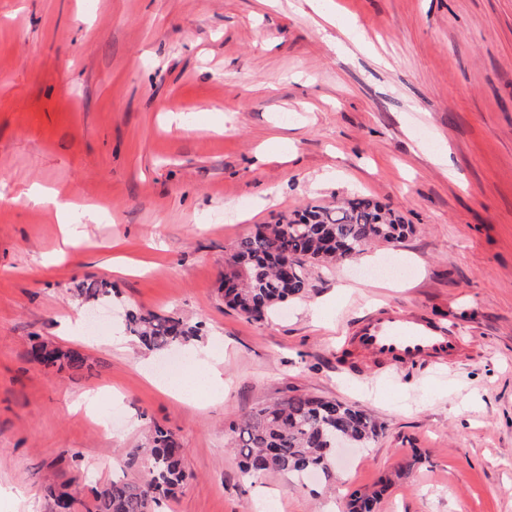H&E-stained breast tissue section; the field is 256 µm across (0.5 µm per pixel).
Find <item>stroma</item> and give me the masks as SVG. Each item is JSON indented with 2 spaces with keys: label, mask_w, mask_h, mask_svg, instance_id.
I'll list each match as a JSON object with an SVG mask.
<instances>
[{
  "label": "stroma",
  "mask_w": 512,
  "mask_h": 512,
  "mask_svg": "<svg viewBox=\"0 0 512 512\" xmlns=\"http://www.w3.org/2000/svg\"><path fill=\"white\" fill-rule=\"evenodd\" d=\"M35 188L74 206L33 205ZM1 193L0 512H54L50 478L72 512L140 480L128 453L154 425L189 474L163 512H346L387 478L378 512H512V0H0ZM357 194L412 224L399 247L312 268L266 322L225 305L224 256L254 225ZM92 280L112 286L94 345L60 331L89 318L76 286ZM131 307L202 322L221 400L147 383L165 360L124 336ZM376 309L460 348L347 356ZM35 336L89 369L31 361ZM91 389L100 410L120 402L109 429L76 405ZM302 393L358 406L381 435L327 481L244 478L238 423Z\"/></svg>",
  "instance_id": "obj_1"
}]
</instances>
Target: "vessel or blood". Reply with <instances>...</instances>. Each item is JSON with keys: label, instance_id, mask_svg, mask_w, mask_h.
Wrapping results in <instances>:
<instances>
[{"label": "vessel or blood", "instance_id": "b4317fda", "mask_svg": "<svg viewBox=\"0 0 512 512\" xmlns=\"http://www.w3.org/2000/svg\"><path fill=\"white\" fill-rule=\"evenodd\" d=\"M353 343L378 359L412 362L454 355L458 339L447 329L416 316L372 311L359 322Z\"/></svg>", "mask_w": 512, "mask_h": 512}]
</instances>
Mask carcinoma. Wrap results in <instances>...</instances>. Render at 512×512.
Returning <instances> with one entry per match:
<instances>
[{"mask_svg": "<svg viewBox=\"0 0 512 512\" xmlns=\"http://www.w3.org/2000/svg\"><path fill=\"white\" fill-rule=\"evenodd\" d=\"M411 232L412 225L403 216L364 196L330 206L308 205L275 224H257L225 258L229 272L224 274V302L248 320L263 322L289 300L306 293L309 268L356 258L374 244L398 245ZM78 292L86 300L97 301L110 296L112 289L106 282L93 281ZM124 329L142 349L162 353L199 338L201 323L128 309ZM29 355L43 365L71 371L83 369L88 361L80 351L39 339L31 344ZM381 430L353 405L294 395L243 418L234 449L248 477L283 472L300 479L320 472L328 478L336 440L343 438L366 448ZM128 466L143 468V480L110 481L84 504L85 512H157L187 478L180 444L157 425L145 447L129 452ZM385 491L382 486L370 493H353L349 512H376ZM48 492L56 509L70 508L66 487L50 484Z\"/></svg>", "mask_w": 512, "mask_h": 512, "instance_id": "carcinoma-1", "label": "carcinoma"}]
</instances>
